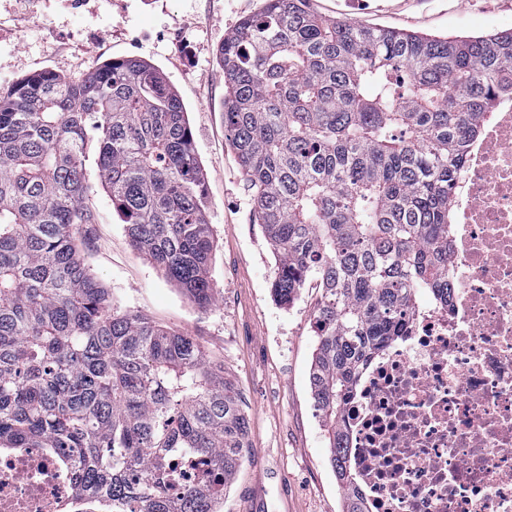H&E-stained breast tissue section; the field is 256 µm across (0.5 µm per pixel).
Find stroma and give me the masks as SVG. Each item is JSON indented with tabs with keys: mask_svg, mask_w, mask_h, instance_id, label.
<instances>
[{
	"mask_svg": "<svg viewBox=\"0 0 512 512\" xmlns=\"http://www.w3.org/2000/svg\"><path fill=\"white\" fill-rule=\"evenodd\" d=\"M345 16L436 36L512 29V0H310ZM263 0H0V87L40 72L79 78L105 62L154 65L183 101L204 171L207 220L216 242L215 300L199 309L131 246L104 189L98 222L81 246L91 274L118 310L192 336L223 364L249 421V448L222 512H342L327 435L311 399L322 290L308 282L289 305L271 293L276 259L255 222L254 191L224 128V70L217 49Z\"/></svg>",
	"mask_w": 512,
	"mask_h": 512,
	"instance_id": "obj_1",
	"label": "stroma"
}]
</instances>
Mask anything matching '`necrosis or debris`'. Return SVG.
<instances>
[{
    "instance_id": "1",
    "label": "necrosis or debris",
    "mask_w": 512,
    "mask_h": 512,
    "mask_svg": "<svg viewBox=\"0 0 512 512\" xmlns=\"http://www.w3.org/2000/svg\"><path fill=\"white\" fill-rule=\"evenodd\" d=\"M447 301L414 308L345 412L366 512H512V98L469 141L448 206ZM66 454L0 449V512H101Z\"/></svg>"
}]
</instances>
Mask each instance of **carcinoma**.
I'll return each instance as SVG.
<instances>
[{
	"instance_id": "1",
	"label": "carcinoma",
	"mask_w": 512,
	"mask_h": 512,
	"mask_svg": "<svg viewBox=\"0 0 512 512\" xmlns=\"http://www.w3.org/2000/svg\"><path fill=\"white\" fill-rule=\"evenodd\" d=\"M264 0L218 48L224 126L276 258L271 293L322 288L309 384L346 512H364L344 413L417 291L448 301V200L467 143L512 95V31L430 37ZM203 171L180 97L148 62L0 89V448H62L119 512H219L248 443L224 366L120 312L78 235L105 189L136 251L200 309L215 298ZM200 461L172 498L164 464Z\"/></svg>"
}]
</instances>
